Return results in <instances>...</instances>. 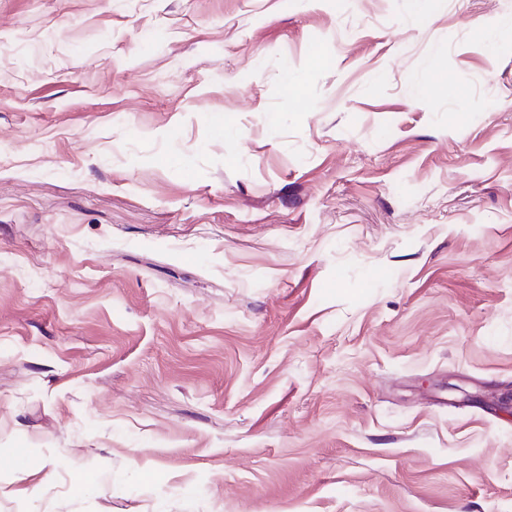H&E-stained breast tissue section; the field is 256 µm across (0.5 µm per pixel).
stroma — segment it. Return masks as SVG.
<instances>
[{
  "label": "stroma",
  "mask_w": 512,
  "mask_h": 512,
  "mask_svg": "<svg viewBox=\"0 0 512 512\" xmlns=\"http://www.w3.org/2000/svg\"><path fill=\"white\" fill-rule=\"evenodd\" d=\"M1 146L0 512H512V0H0Z\"/></svg>",
  "instance_id": "obj_1"
}]
</instances>
